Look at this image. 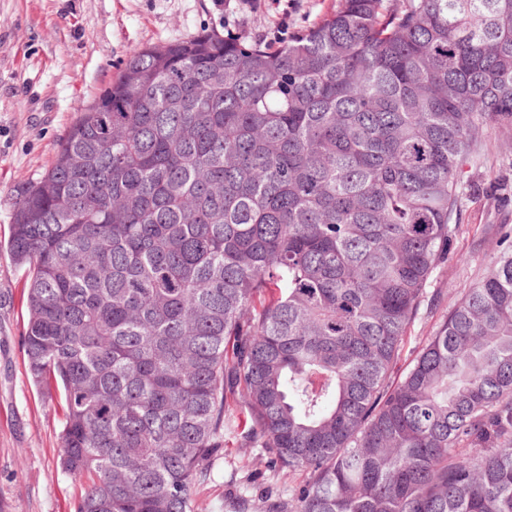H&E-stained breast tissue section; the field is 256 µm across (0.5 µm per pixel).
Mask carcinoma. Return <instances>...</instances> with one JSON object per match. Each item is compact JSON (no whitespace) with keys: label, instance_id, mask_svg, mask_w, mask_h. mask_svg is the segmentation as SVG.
<instances>
[{"label":"carcinoma","instance_id":"1","mask_svg":"<svg viewBox=\"0 0 512 512\" xmlns=\"http://www.w3.org/2000/svg\"><path fill=\"white\" fill-rule=\"evenodd\" d=\"M512 129V0H339L277 49H138L21 190L23 348L65 401L73 512H195L216 449L291 512H512V228L397 380Z\"/></svg>","mask_w":512,"mask_h":512}]
</instances>
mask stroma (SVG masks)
Wrapping results in <instances>:
<instances>
[{"instance_id": "35a3bbf8", "label": "stroma", "mask_w": 512, "mask_h": 512, "mask_svg": "<svg viewBox=\"0 0 512 512\" xmlns=\"http://www.w3.org/2000/svg\"><path fill=\"white\" fill-rule=\"evenodd\" d=\"M338 0H291L287 9L238 10L228 0H0V512H73L82 485L57 466L64 401L26 372L22 336L29 281L8 250L14 198L41 179L70 127L138 48L185 40L204 30L270 47L309 30ZM490 132L465 167L460 225L428 293L440 311L422 309L402 351L410 361L499 246L488 224L512 225V148ZM301 474L281 478L260 448H221L195 493L197 512H226L245 498L248 512L289 501Z\"/></svg>"}]
</instances>
